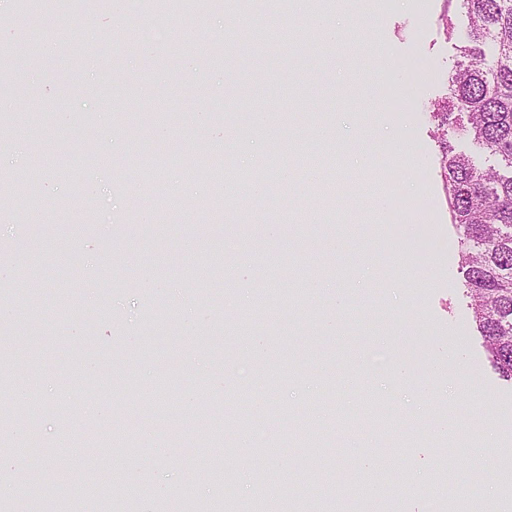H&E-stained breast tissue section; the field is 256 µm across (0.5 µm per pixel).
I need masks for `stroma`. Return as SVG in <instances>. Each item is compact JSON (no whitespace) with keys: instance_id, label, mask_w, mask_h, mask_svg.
Wrapping results in <instances>:
<instances>
[{"instance_id":"obj_1","label":"stroma","mask_w":512,"mask_h":512,"mask_svg":"<svg viewBox=\"0 0 512 512\" xmlns=\"http://www.w3.org/2000/svg\"><path fill=\"white\" fill-rule=\"evenodd\" d=\"M322 18L340 39L320 38L297 0L283 14L218 4L187 26L148 8L80 10L75 64L36 53L0 100V178L39 172L35 201L0 215V290L42 281L36 298L0 304V351L43 381L0 394V409L41 404L0 422V446L35 444L0 455L12 512L38 496L21 479L33 465L67 481L72 512H101L83 491L91 468L118 481L128 512H225L229 473L239 505L262 488L334 512L365 483L363 512H512V382L475 329L448 207L443 145L470 144L433 117L457 55L447 0H335ZM145 29L167 38L145 44ZM48 267L59 276L42 279ZM240 279L258 302L239 299ZM230 361L252 366L255 390L230 382ZM242 399L268 441L306 421L323 448L269 453L228 425L216 458L200 436L169 438L199 402L223 414ZM453 422L473 451L444 436ZM97 429L134 444L87 458L78 446ZM473 467L478 482L452 481Z\"/></svg>"}]
</instances>
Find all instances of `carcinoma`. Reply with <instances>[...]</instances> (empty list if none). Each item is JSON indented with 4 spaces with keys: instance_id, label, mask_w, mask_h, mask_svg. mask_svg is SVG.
Here are the masks:
<instances>
[{
    "instance_id": "1",
    "label": "carcinoma",
    "mask_w": 512,
    "mask_h": 512,
    "mask_svg": "<svg viewBox=\"0 0 512 512\" xmlns=\"http://www.w3.org/2000/svg\"><path fill=\"white\" fill-rule=\"evenodd\" d=\"M209 0H152L151 6L197 14ZM464 10L465 34L448 19L447 33L459 42L448 98L435 117L475 144L493 162L446 146V180L452 223L462 233V273L470 309L494 368L512 381V0H448ZM76 0H56L51 13L66 25ZM34 179L0 183V199L23 200ZM288 444L317 447L299 426Z\"/></svg>"
}]
</instances>
